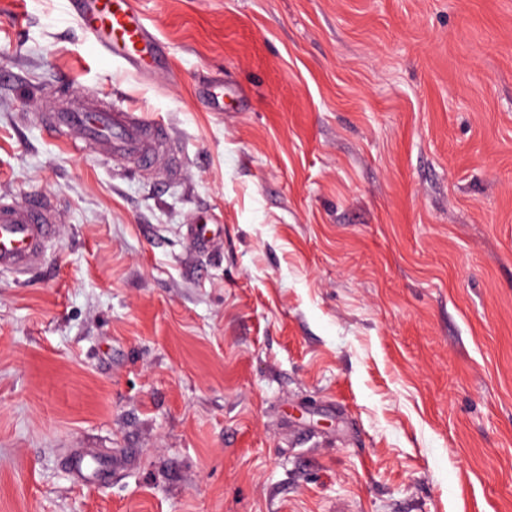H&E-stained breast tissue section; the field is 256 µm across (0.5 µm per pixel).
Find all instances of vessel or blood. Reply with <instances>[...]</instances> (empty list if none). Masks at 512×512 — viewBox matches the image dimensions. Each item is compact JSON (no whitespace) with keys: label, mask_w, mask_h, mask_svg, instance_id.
Listing matches in <instances>:
<instances>
[{"label":"vessel or blood","mask_w":512,"mask_h":512,"mask_svg":"<svg viewBox=\"0 0 512 512\" xmlns=\"http://www.w3.org/2000/svg\"><path fill=\"white\" fill-rule=\"evenodd\" d=\"M88 42L126 71L148 79L162 74L167 61L161 44L137 8V0H71ZM50 131L78 133L85 144L115 159H133L137 168H153L168 149L161 122L114 105L104 110L89 103L55 113ZM50 200L32 196L23 202L0 199V271L22 277L36 267L56 235Z\"/></svg>","instance_id":"vessel-or-blood-1"}]
</instances>
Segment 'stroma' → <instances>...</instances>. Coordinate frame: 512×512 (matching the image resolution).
Wrapping results in <instances>:
<instances>
[{
	"mask_svg": "<svg viewBox=\"0 0 512 512\" xmlns=\"http://www.w3.org/2000/svg\"><path fill=\"white\" fill-rule=\"evenodd\" d=\"M139 6L150 81L0 0V197L58 214L0 274V512H512V0ZM91 98L171 157L33 120Z\"/></svg>",
	"mask_w": 512,
	"mask_h": 512,
	"instance_id": "obj_1",
	"label": "stroma"
}]
</instances>
